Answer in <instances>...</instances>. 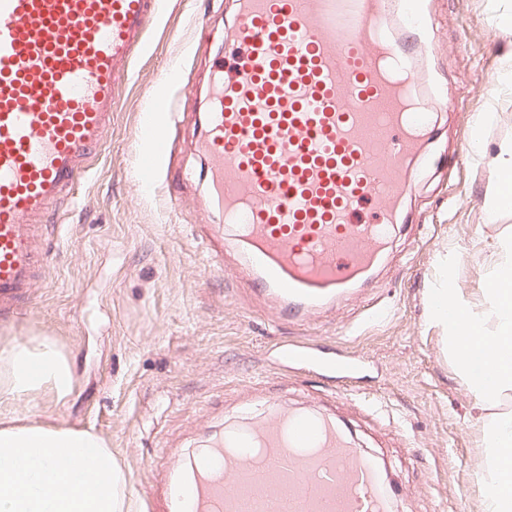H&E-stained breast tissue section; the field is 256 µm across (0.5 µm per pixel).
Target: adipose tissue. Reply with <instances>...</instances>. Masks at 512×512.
Listing matches in <instances>:
<instances>
[{
    "label": "adipose tissue",
    "mask_w": 512,
    "mask_h": 512,
    "mask_svg": "<svg viewBox=\"0 0 512 512\" xmlns=\"http://www.w3.org/2000/svg\"><path fill=\"white\" fill-rule=\"evenodd\" d=\"M435 324L448 331V352L480 407L482 512H512V237L500 240L482 283L467 295L447 281L438 290ZM456 303L468 320L460 329L446 313ZM492 365L486 389L473 368L474 354ZM72 365L50 337L0 347V405L41 390L65 397ZM0 512H139L122 469L103 438L86 429L27 423L0 412Z\"/></svg>",
    "instance_id": "obj_1"
}]
</instances>
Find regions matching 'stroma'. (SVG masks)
<instances>
[{
  "instance_id": "1",
  "label": "stroma",
  "mask_w": 512,
  "mask_h": 512,
  "mask_svg": "<svg viewBox=\"0 0 512 512\" xmlns=\"http://www.w3.org/2000/svg\"><path fill=\"white\" fill-rule=\"evenodd\" d=\"M433 40L417 52L430 79L417 87L434 132L410 178L406 216L364 286L303 321L255 293L234 271L204 266L199 224L220 225L206 203L196 151L205 73L228 50L236 0H164L119 86L112 127L88 171L40 229L43 273L17 313L0 318V346L53 338L74 368L71 393L42 391L19 417L97 432L150 512V467L176 448L278 409L310 407L342 425L388 474L394 512H481V433L475 401L431 320L447 276L479 287L490 247L512 234V211L490 217L491 172L512 149V30L495 26L512 0H426ZM181 69L170 128L175 149L155 190L138 170V120L165 73ZM448 95L439 107L434 86ZM491 114L478 126L479 113ZM481 154L458 158L462 138ZM304 341L322 366L281 365L280 346ZM358 359L353 378L337 358Z\"/></svg>"
}]
</instances>
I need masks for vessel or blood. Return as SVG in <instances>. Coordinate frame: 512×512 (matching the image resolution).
Segmentation results:
<instances>
[{
    "mask_svg": "<svg viewBox=\"0 0 512 512\" xmlns=\"http://www.w3.org/2000/svg\"><path fill=\"white\" fill-rule=\"evenodd\" d=\"M161 0H0V317L34 287L39 222L112 126ZM390 0H239L200 136L209 206L237 227L239 278L307 317L385 245L427 135ZM167 102L140 118L143 185L172 152ZM153 512H391L375 459L332 420L284 411L158 463Z\"/></svg>",
    "mask_w": 512,
    "mask_h": 512,
    "instance_id": "vessel-or-blood-1",
    "label": "vessel or blood"
}]
</instances>
